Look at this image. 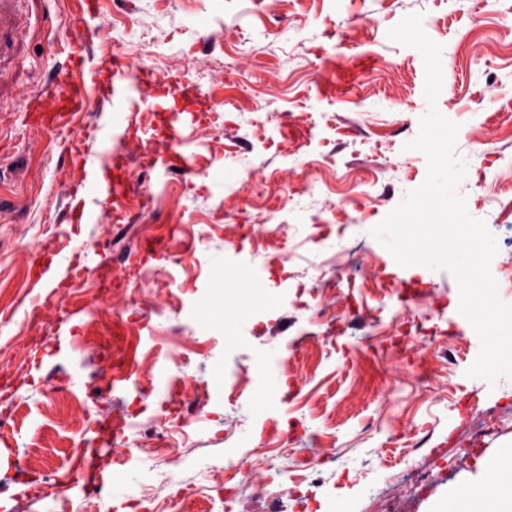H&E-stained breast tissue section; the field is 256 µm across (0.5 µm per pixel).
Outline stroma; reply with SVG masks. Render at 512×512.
<instances>
[{
  "label": "stroma",
  "mask_w": 512,
  "mask_h": 512,
  "mask_svg": "<svg viewBox=\"0 0 512 512\" xmlns=\"http://www.w3.org/2000/svg\"><path fill=\"white\" fill-rule=\"evenodd\" d=\"M273 0H22L0 11L13 40L0 50V349L25 344L41 366H0L16 432L0 442V512L12 493L43 495L52 481L97 447L104 416L97 398L112 375L96 346L71 353L50 337L55 309L17 302L32 259L69 246L84 267L137 255L109 285L70 287L51 277L43 295L77 304L98 295L105 322L123 320L141 336L132 367L140 384L113 398L128 422L166 416L162 435L186 450L175 467L166 452L122 453L105 470V489L68 488L65 512H219L233 480L216 485L227 441L253 465L259 489L250 512H294L276 493L298 445L322 451L303 484L320 512L334 499L364 512L391 474L410 482L404 512H441L464 485L492 482L494 464H512V382L492 387L468 368L481 343L459 311L447 270L398 265L371 230L427 173L406 150L427 109L421 53L391 41L402 18L422 15L442 44V115L479 127L493 144L458 140L466 165L460 191L469 214L490 225L501 255H512V180L493 179L512 154V0H307L274 12ZM130 39L129 60L168 66L158 90L186 101L180 129L193 171L156 166L144 186L160 206L126 214L96 210L69 221V194L85 126L107 127L110 105L71 125H25L37 94L95 69L113 81L112 42ZM186 57L224 64L220 81L175 69ZM120 226L121 240L101 241ZM164 236L160 259H141L145 241ZM221 284H214L216 271ZM331 311L322 319L314 312ZM281 367L262 391L258 364ZM191 373L195 390L182 384ZM497 421L483 436L482 422ZM424 448H414L417 439ZM429 478L415 487L420 472Z\"/></svg>",
  "instance_id": "stroma-1"
}]
</instances>
